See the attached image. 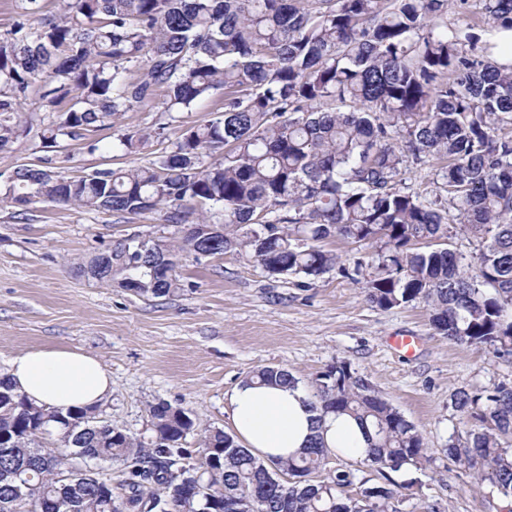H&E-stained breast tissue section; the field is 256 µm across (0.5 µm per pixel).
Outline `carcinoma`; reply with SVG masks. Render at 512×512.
Returning <instances> with one entry per match:
<instances>
[{
	"mask_svg": "<svg viewBox=\"0 0 512 512\" xmlns=\"http://www.w3.org/2000/svg\"><path fill=\"white\" fill-rule=\"evenodd\" d=\"M466 0H15L0 33V151L20 136L15 115L36 94L56 114L44 147L79 141L124 112L164 96L183 112L222 95V115L175 132L174 148L147 165L78 176L52 160L17 167L0 203H50L85 211L197 221L180 239H124L102 260L136 296L180 290L183 253L250 254L270 274L314 280L340 263L330 238L372 249L367 300L381 308L425 303L435 333L512 357V66L475 36L448 25ZM485 23L512 29V0H477ZM72 104L62 109L66 99ZM154 137L118 138L127 153ZM220 158L210 164L205 159ZM437 164L436 190L406 183L414 165ZM463 235L466 257L451 248ZM248 379L297 385L283 367ZM317 421L354 418L368 441L355 470L326 469L319 439L296 458L266 462L222 429L202 427L167 402L150 405L149 435L101 417L36 406L0 377V512H400L408 486L390 473L429 462L417 427L350 364L327 365L311 382ZM453 405L464 429L448 460L479 487L512 503V383L461 389ZM193 431L199 446H183ZM119 463L125 478L84 466Z\"/></svg>",
	"mask_w": 512,
	"mask_h": 512,
	"instance_id": "cac0c4a2",
	"label": "carcinoma"
}]
</instances>
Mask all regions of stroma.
I'll return each mask as SVG.
<instances>
[{
  "mask_svg": "<svg viewBox=\"0 0 512 512\" xmlns=\"http://www.w3.org/2000/svg\"><path fill=\"white\" fill-rule=\"evenodd\" d=\"M38 98L21 111L28 128L0 152V186L22 164L52 159L69 174L96 168H129L152 162L172 147L177 128L215 119L211 103L190 112H163L161 105L124 113L112 128L69 141L49 152L40 139ZM162 128L139 152L114 149L121 134ZM184 225L163 209L139 215L84 211L35 204L24 211L0 204V375L10 361L41 347L75 348L97 357L112 374L106 418L129 433H144L149 407L159 401L183 407L204 425L232 432L228 392L253 370L279 366L310 380L326 365L344 360L422 432L425 467L403 468L393 478L408 484L400 512H500L488 494L472 491V478L446 457L461 428L451 398L458 389L512 382V360L499 359L434 333L421 303L390 310L369 303L344 272L368 262V249L335 239L329 249L343 271L300 285L266 272L248 255L183 254L181 290L173 296L139 297L75 274L68 261L133 236L169 240ZM415 336L413 357L390 340Z\"/></svg>",
  "mask_w": 512,
  "mask_h": 512,
  "instance_id": "35a3bbf8",
  "label": "stroma"
}]
</instances>
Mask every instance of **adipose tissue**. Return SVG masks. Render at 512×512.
<instances>
[{"label": "adipose tissue", "instance_id": "adipose-tissue-1", "mask_svg": "<svg viewBox=\"0 0 512 512\" xmlns=\"http://www.w3.org/2000/svg\"><path fill=\"white\" fill-rule=\"evenodd\" d=\"M7 377L28 401L62 412L100 405L112 393V376L95 356L71 348L43 347L12 359ZM234 430L254 455L265 460L298 455L314 435L327 452L361 460L367 442L357 422L346 415L317 425L302 386H265L247 380L228 396Z\"/></svg>", "mask_w": 512, "mask_h": 512}]
</instances>
